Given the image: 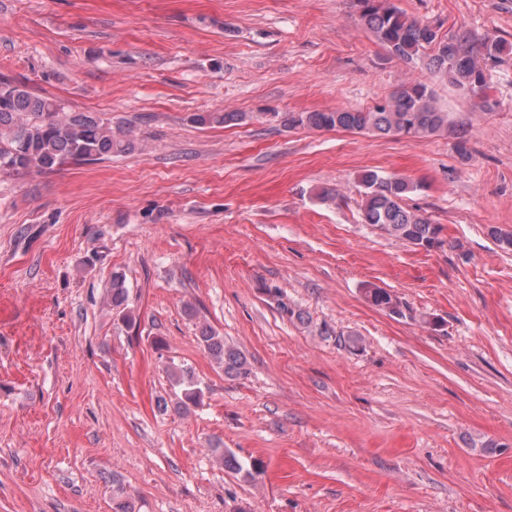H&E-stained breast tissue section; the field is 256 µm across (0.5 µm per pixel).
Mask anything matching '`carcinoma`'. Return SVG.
<instances>
[{"mask_svg":"<svg viewBox=\"0 0 512 512\" xmlns=\"http://www.w3.org/2000/svg\"><path fill=\"white\" fill-rule=\"evenodd\" d=\"M355 2L361 24L391 57L406 63L419 60L431 75L447 80L448 85L473 96L485 95L488 83L484 65L500 58L505 50L503 40L462 30L442 35L440 26L408 16L394 0ZM245 119L244 112H202L192 115L191 121L206 126ZM285 122L290 128L343 129L378 136H407L418 141L450 130L456 135L459 155L464 158L468 154L465 124L452 123L448 113L436 106L430 85L419 80L402 83L387 99L368 110L290 113ZM137 145L129 127H114L93 112L69 110L23 85L0 84V176L46 173L66 163H92L132 152ZM359 186L362 223L416 247L426 248L439 236V225L404 206V200L420 189L418 184L368 169L360 174ZM365 294L373 305L399 312V300L387 290L369 286ZM127 298L125 278L112 275V306L125 307ZM198 340L224 375L237 378L249 374L245 356L224 342L213 328L201 327ZM170 376L182 387L183 405L201 401L203 391L189 369L173 365ZM218 452L226 469L251 478L260 473L258 463L247 467L232 451L220 448Z\"/></svg>","mask_w":512,"mask_h":512,"instance_id":"cac0c4a2","label":"carcinoma"}]
</instances>
